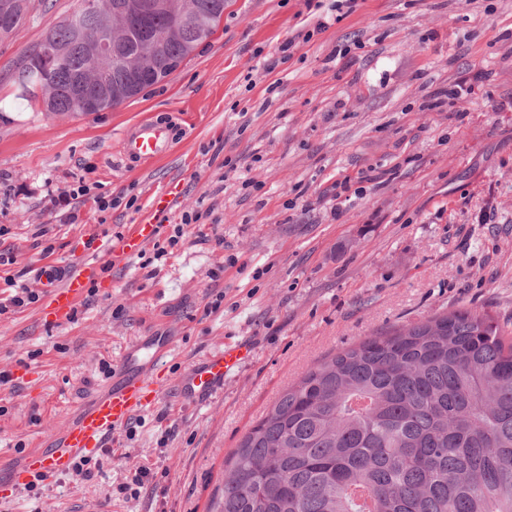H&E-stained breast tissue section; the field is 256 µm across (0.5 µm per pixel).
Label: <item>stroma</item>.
Listing matches in <instances>:
<instances>
[{
  "label": "stroma",
  "instance_id": "1",
  "mask_svg": "<svg viewBox=\"0 0 512 512\" xmlns=\"http://www.w3.org/2000/svg\"><path fill=\"white\" fill-rule=\"evenodd\" d=\"M323 3L226 0L190 59L106 112H43L12 81L81 0H35L0 40V299L39 287L45 264L78 266L97 237L179 188L155 245L106 265L69 323L46 325L37 302L0 314V475L50 447L132 342L171 340L169 384L110 451L92 453V477L0 486V512H82L92 501L212 512L230 454L322 359L461 307L512 324V0H356L335 21ZM478 72L486 78L467 100L443 104ZM148 115L179 122V142L160 160L124 162L123 133ZM362 172L368 181L334 202L333 183ZM82 184L86 195L57 205ZM101 195L122 203L100 210ZM192 210L202 219L182 224ZM159 246L168 254L157 261ZM240 343L249 354L223 388L184 401L178 374ZM141 467L150 479L139 496L121 494Z\"/></svg>",
  "mask_w": 512,
  "mask_h": 512
}]
</instances>
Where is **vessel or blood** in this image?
Returning a JSON list of instances; mask_svg holds the SVG:
<instances>
[{
  "mask_svg": "<svg viewBox=\"0 0 512 512\" xmlns=\"http://www.w3.org/2000/svg\"><path fill=\"white\" fill-rule=\"evenodd\" d=\"M179 127L171 120L147 119L122 136V155L125 160L149 162L164 157L178 139ZM160 230L155 218L127 225L115 238L99 240L91 254L76 268L58 266L42 275L44 304L41 309L46 323L69 321L78 302L92 283L103 274L104 257L126 258L141 252L153 242ZM168 344L138 345L125 354L120 371L122 380L107 392L93 397L76 419L69 422L52 452L29 453L22 469L13 473L15 484H22L25 475L46 478L70 470L77 454L105 447L113 432L135 413L152 407L158 400L164 379L158 372V362ZM247 353L244 346L227 347L209 355L198 368L180 378L184 398L194 402L222 387L225 375Z\"/></svg>",
  "mask_w": 512,
  "mask_h": 512,
  "instance_id": "1",
  "label": "vessel or blood"
}]
</instances>
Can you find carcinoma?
<instances>
[{
    "mask_svg": "<svg viewBox=\"0 0 512 512\" xmlns=\"http://www.w3.org/2000/svg\"><path fill=\"white\" fill-rule=\"evenodd\" d=\"M11 37L34 0H11ZM92 6L48 29L16 64L17 97L75 112L67 88L88 79L103 28L118 19L129 51L185 61L215 33L224 0L111 13ZM78 20L81 34L73 29ZM112 106L164 81L131 83L123 54L103 71ZM219 512H512V330L463 308L364 339L326 357L242 438Z\"/></svg>",
    "mask_w": 512,
    "mask_h": 512,
    "instance_id": "obj_1",
    "label": "carcinoma"
}]
</instances>
